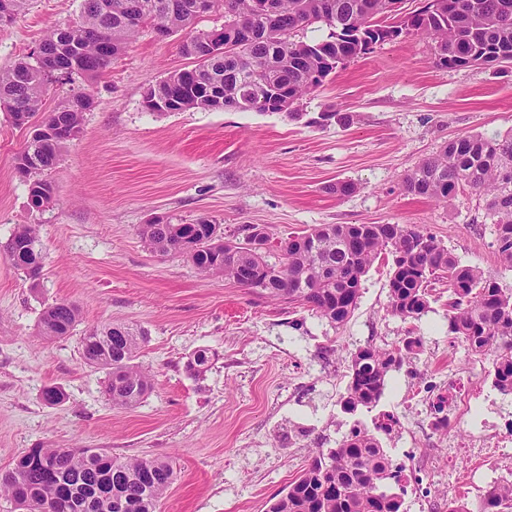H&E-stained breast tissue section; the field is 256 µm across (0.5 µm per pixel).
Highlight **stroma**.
I'll use <instances>...</instances> for the list:
<instances>
[{
	"label": "stroma",
	"mask_w": 512,
	"mask_h": 512,
	"mask_svg": "<svg viewBox=\"0 0 512 512\" xmlns=\"http://www.w3.org/2000/svg\"><path fill=\"white\" fill-rule=\"evenodd\" d=\"M79 3L30 0L24 16L0 26V69L38 46L48 28L76 18ZM181 40L144 29L97 78L50 88L44 112L81 91L94 105L81 136L46 172L53 199L42 209L30 207L28 183L15 169L31 129L0 111V470L38 445L103 448L173 465L176 478L158 512H266L312 448L336 447L354 425L403 411L408 387L422 375L447 379L455 361L474 375L471 398L495 394L489 361L449 336L446 297H433L416 320L388 314L387 264L367 273L353 315L334 327L307 309L202 275L185 256L151 253L141 225L157 216L186 224L206 218L232 240L247 224L277 239L317 224H413L512 291V268L498 261L478 195L466 190L443 204L402 187L448 140L512 130V64L442 69L430 41L410 36L337 68L300 102L297 120L278 112L147 111L148 87L195 66ZM327 110L353 121L311 124ZM339 181L354 192H331ZM22 224L38 227L44 260L35 280L4 250ZM60 300L78 306L75 329L61 339L39 336L42 311ZM108 324L146 334L135 362L151 374L152 389L132 407L113 405L105 371L83 358V336ZM409 331L425 341L417 369L390 372L375 407L344 413L351 352L398 346ZM201 349L212 365L194 377L185 363ZM53 384L65 399L51 406L42 390ZM382 443L392 455L414 451L435 512H448L456 498L477 502L501 474L500 460L464 448L449 453L439 436Z\"/></svg>",
	"instance_id": "35a3bbf8"
}]
</instances>
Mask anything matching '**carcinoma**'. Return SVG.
Wrapping results in <instances>:
<instances>
[{
  "label": "carcinoma",
  "mask_w": 512,
  "mask_h": 512,
  "mask_svg": "<svg viewBox=\"0 0 512 512\" xmlns=\"http://www.w3.org/2000/svg\"><path fill=\"white\" fill-rule=\"evenodd\" d=\"M212 2L224 9V26L242 24L255 36L233 41L227 53L199 63L195 81L184 85L175 99L178 112L207 109L195 94L202 84H221L225 104L239 112L268 111L272 87H286L302 100L339 66L370 53L354 32L391 19L393 0H275L274 23L253 14L252 0ZM195 4L82 0L77 18L45 33L41 59L27 54L0 69V106L15 126H24L41 110L51 84L74 75H100L146 26L163 28L169 35L185 31L181 52L192 57L203 53L205 32L194 29L199 18ZM316 25L330 30L327 38L296 39L298 32ZM410 25L411 35L431 39L441 68L474 65L476 49L484 55L483 65L512 63V0H454L452 12L443 14L427 4L414 10ZM179 81L181 73L169 74L146 90L144 100L170 97L171 84ZM91 106L87 93L68 98L44 119L56 129L52 141L31 138L17 155L16 169L24 170L31 206L51 202L53 187L41 174L58 163L71 142L70 132L82 129L83 114ZM466 188L483 199L500 262L512 268V130L452 139L403 181L405 192L445 202ZM174 228L170 223H148L140 236L148 250L164 255L177 251ZM193 229L201 247L190 260L201 273L221 274L240 287L248 279L253 285L249 292L304 306L336 327L357 308L362 279L373 264L385 255L392 257L387 312L404 322L416 320L429 308V288L437 284L448 289V334L472 355L491 356L493 385L512 394V292H505L491 274L462 264L417 226L317 224L281 240L274 262L268 260L271 248L251 252L237 243L236 266L217 261L209 246L212 236L223 237L219 225L200 218ZM11 241L15 267L26 271L43 259L34 226L19 228ZM78 318L74 304L56 302L42 312L39 335L67 336ZM144 336L128 325L112 324L84 337L83 357L107 372L105 391L114 405H136L152 388L150 376L134 363ZM418 344L419 338L407 336L395 348L368 344L351 353L343 411L353 414L374 406L389 373L401 367ZM209 362L208 352L199 350L185 368L200 376ZM106 477L112 480V499L97 502L91 512H157L176 474L167 461L120 460L103 448H30L11 468L0 471V491L20 512H44L53 503L62 505L72 491ZM403 495L387 450L372 431L357 425L337 447L313 451L287 491L273 497L267 512H401ZM448 512H512V482L489 487L474 506L450 500Z\"/></svg>",
  "instance_id": "carcinoma-1"
}]
</instances>
